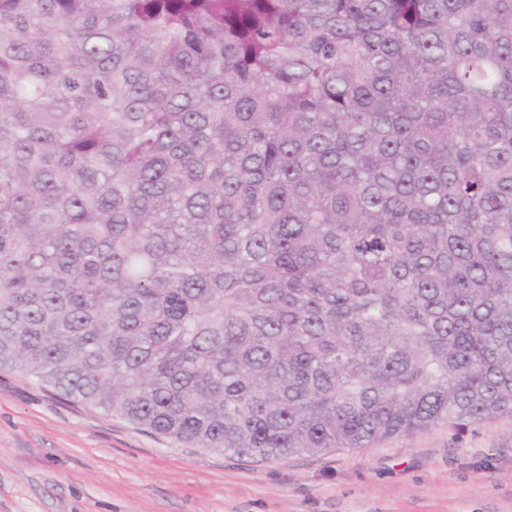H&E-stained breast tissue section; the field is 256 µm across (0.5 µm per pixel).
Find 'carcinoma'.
Here are the masks:
<instances>
[{"label":"carcinoma","instance_id":"cac0c4a2","mask_svg":"<svg viewBox=\"0 0 512 512\" xmlns=\"http://www.w3.org/2000/svg\"><path fill=\"white\" fill-rule=\"evenodd\" d=\"M0 368L267 461L512 421V0H0Z\"/></svg>","mask_w":512,"mask_h":512}]
</instances>
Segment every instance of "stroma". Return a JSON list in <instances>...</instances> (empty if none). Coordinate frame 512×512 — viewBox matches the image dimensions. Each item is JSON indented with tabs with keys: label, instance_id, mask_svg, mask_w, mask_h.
<instances>
[{
	"label": "stroma",
	"instance_id": "35a3bbf8",
	"mask_svg": "<svg viewBox=\"0 0 512 512\" xmlns=\"http://www.w3.org/2000/svg\"><path fill=\"white\" fill-rule=\"evenodd\" d=\"M0 512H512V422L278 461L196 448L0 370Z\"/></svg>",
	"mask_w": 512,
	"mask_h": 512
}]
</instances>
